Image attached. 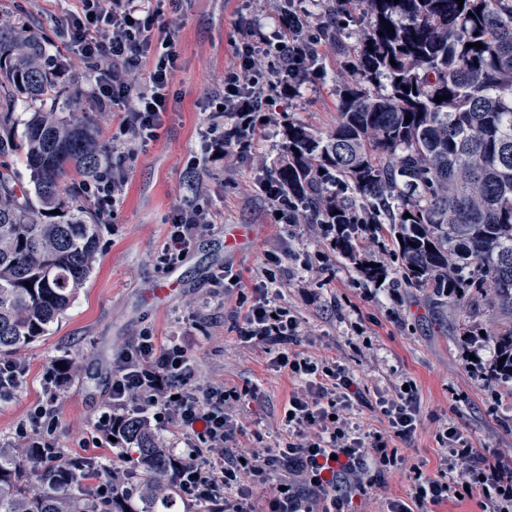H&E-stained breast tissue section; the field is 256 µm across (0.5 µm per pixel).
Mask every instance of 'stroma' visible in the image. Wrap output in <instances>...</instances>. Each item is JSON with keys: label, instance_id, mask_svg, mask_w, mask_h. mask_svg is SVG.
Masks as SVG:
<instances>
[{"label": "stroma", "instance_id": "obj_1", "mask_svg": "<svg viewBox=\"0 0 512 512\" xmlns=\"http://www.w3.org/2000/svg\"><path fill=\"white\" fill-rule=\"evenodd\" d=\"M74 5L75 0H0V15L32 25L47 42L56 81L79 96L126 184L115 209L101 216L90 279L46 334L16 356L24 374L19 387L0 399V439L14 437L21 425L41 435L44 422L37 412L48 402V379L57 363L73 360L77 372L54 388V446L75 461L111 463L117 451L96 420L114 360L147 332L158 344L184 346L196 363L199 384L220 383L240 394L238 446H282L287 438L282 410L298 383L270 367L262 349L240 340L244 315L261 295L264 258L275 253L282 259L281 301L301 323L300 351L348 366L369 398L406 381L415 384L420 425L410 441L398 445L406 459L425 462L428 472H436L435 435L446 423L473 447L512 460V392L469 359L473 353L491 358L489 337L497 321L490 306L474 315L466 302L440 300L405 285L385 217L360 242L363 255L387 267L391 278L381 284L365 281L336 250L329 225L304 219L283 223L258 189L283 152L290 124L322 135L335 128L350 56L322 47L320 70L296 93L271 90L269 119L257 123L249 152L211 158L194 172L187 162L201 151L208 100L244 40L241 25L256 22L275 35L282 0H164L165 16L177 30L179 68L171 86L172 110L158 138L143 150L122 135L124 113L100 111L89 69L58 31L56 17ZM192 182L201 185V195L190 192ZM195 205L207 208L213 222L179 261V288L156 298L154 290L167 274L163 246L170 226L179 211ZM242 226L252 229V240L226 249V235ZM221 269L235 276V284L212 287L211 275ZM470 322L482 327L484 339L464 336ZM411 484L408 471L387 474L367 497L354 500L353 512H380L386 499L406 497Z\"/></svg>", "mask_w": 512, "mask_h": 512}]
</instances>
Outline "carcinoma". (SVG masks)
I'll return each mask as SVG.
<instances>
[{
	"label": "carcinoma",
	"instance_id": "1",
	"mask_svg": "<svg viewBox=\"0 0 512 512\" xmlns=\"http://www.w3.org/2000/svg\"><path fill=\"white\" fill-rule=\"evenodd\" d=\"M316 2L327 17L359 11L366 31L336 128L323 136L288 125L274 178L308 219L336 229V249L366 281L389 272L366 266L358 232L386 212L401 235L407 285L441 300L491 295L502 317L490 337L492 372L512 382V0ZM46 53L32 29L0 25V87L56 100ZM437 95L445 100L434 102ZM68 108L65 117L33 113L18 138L3 132L14 113L0 111V359L44 335L97 259L98 216L75 194L109 158L79 100ZM21 146L28 188L6 164ZM123 443L138 454L144 512H161L177 492L171 452L138 418L127 423ZM95 467H72L62 484L35 449L4 448L0 512H126L114 497L86 490Z\"/></svg>",
	"mask_w": 512,
	"mask_h": 512
}]
</instances>
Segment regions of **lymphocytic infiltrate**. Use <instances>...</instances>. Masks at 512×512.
<instances>
[{
  "instance_id": "lymphocytic-infiltrate-1",
  "label": "lymphocytic infiltrate",
  "mask_w": 512,
  "mask_h": 512,
  "mask_svg": "<svg viewBox=\"0 0 512 512\" xmlns=\"http://www.w3.org/2000/svg\"><path fill=\"white\" fill-rule=\"evenodd\" d=\"M161 2L78 0L74 10L57 19L91 65L100 109L124 113V134L143 144L156 138L171 108L179 59ZM317 41V29L309 26L301 27L286 47L252 31L238 50L237 64L224 72V87L208 114L203 152L192 157L191 168L214 153L250 149L254 126L247 116L267 111L270 102V86L256 69L257 58L274 57L282 70L294 73ZM145 58L151 61L145 80L127 79L130 68ZM210 222V213L200 206L175 217L164 247L168 265L190 252ZM262 287V298L244 317L241 337L262 346L272 367L300 383L282 411L288 432L283 447H237L231 414L240 399L236 390L198 385L186 351L177 344L157 345L147 334L113 364L99 425L116 438L134 415L147 423L171 424L189 447L174 459L179 492L198 512H256L252 489L258 485L270 490L267 512H351L354 498L367 496L384 474L405 468L413 475L410 492L387 501L383 512H429L467 491L482 496L493 512H512V467L491 461L455 428L443 427L436 435L440 467L433 475L392 447V440H408L418 428L414 391L377 400L375 411L386 420V432L353 423L348 413L362 399L354 375L335 360L298 351L300 323L279 304L276 277L266 275Z\"/></svg>"
}]
</instances>
